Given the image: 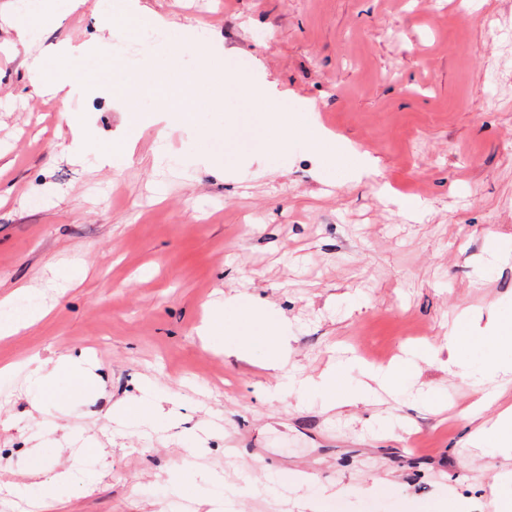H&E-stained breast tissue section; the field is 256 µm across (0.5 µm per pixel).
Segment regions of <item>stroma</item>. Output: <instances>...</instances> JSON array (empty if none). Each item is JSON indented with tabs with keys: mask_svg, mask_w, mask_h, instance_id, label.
Returning a JSON list of instances; mask_svg holds the SVG:
<instances>
[{
	"mask_svg": "<svg viewBox=\"0 0 512 512\" xmlns=\"http://www.w3.org/2000/svg\"><path fill=\"white\" fill-rule=\"evenodd\" d=\"M168 24L163 53L198 25L221 40L238 72L377 160L374 173L326 176L302 138L250 153L255 120L236 91L201 94L197 126L223 146V168L187 161L192 131L142 129L120 170L73 161V131L34 94L25 49L0 28V300L25 287L50 307L31 329L0 337V366L84 357L94 387L33 408L25 375L0 380V503L30 487L40 512H165L158 492L189 437L221 429L197 457L229 485L304 472L347 488L328 512H411L444 496L495 512L494 478L512 457L475 447L487 426L469 380L448 354L418 360L399 395L328 410L265 399L276 372L262 357L227 355L198 334L212 301L244 298L288 325L285 371L316 377L338 357L377 367L447 341L469 311L473 331L512 302V0H131ZM111 60L136 44L103 30L93 0L43 25L39 48L93 46ZM110 83L70 110L111 144L124 103ZM419 207L405 211L404 199ZM174 413L149 438L117 431L112 411L144 379ZM50 422L95 443L81 449ZM68 472L76 489L47 500L43 481ZM387 484L384 494L374 485ZM306 487L259 491L234 512H302Z\"/></svg>",
	"mask_w": 512,
	"mask_h": 512,
	"instance_id": "1",
	"label": "stroma"
}]
</instances>
